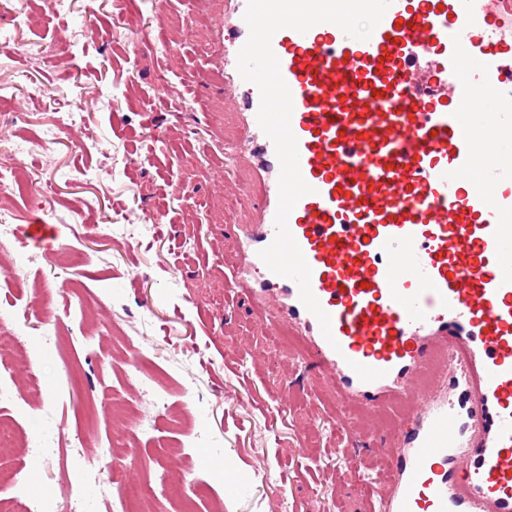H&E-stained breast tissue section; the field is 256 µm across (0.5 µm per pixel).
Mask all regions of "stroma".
<instances>
[{"label":"stroma","instance_id":"stroma-1","mask_svg":"<svg viewBox=\"0 0 512 512\" xmlns=\"http://www.w3.org/2000/svg\"><path fill=\"white\" fill-rule=\"evenodd\" d=\"M130 1L88 13L84 0H73L61 20L0 0V26L17 28L20 38L0 62V158L50 199L45 206L18 192L0 208V240L13 241L0 251V266L15 283L13 298L0 300V318L29 351L14 385L34 374L43 394L21 412L0 394V418L48 451L1 456L0 496L10 497L24 476L34 496L68 490L84 500V512H122L104 474L114 466L136 483L166 474L168 489L154 501L159 512H181L184 478L206 479L196 510L211 512L212 498L227 496L214 468L227 464L248 476L230 498L234 512H366L370 486L350 461L380 446L389 428L369 436L338 422L336 395L309 357L287 337L257 328L247 299L224 288L232 260L214 219L247 216L246 198L224 195L225 178L242 183L246 173L224 165L234 116L223 93L189 81L210 63L201 32L218 27L223 4L166 0L158 14L151 0H134L136 25L118 27ZM142 29L152 43H139ZM174 32L181 39L175 69L159 46ZM18 70L46 83L54 103L30 99L13 82ZM77 82L87 110L43 155L40 144ZM146 154L152 163L143 162ZM170 178L186 194L163 197ZM160 206L161 227L149 219ZM38 218L57 234L52 248L23 236ZM47 288L60 292L51 326L40 320ZM77 297L90 302L102 346L68 314ZM132 348L148 371L142 386L128 381L123 354ZM156 394L192 411L190 431L158 417ZM128 405L141 420L136 461L108 451Z\"/></svg>","mask_w":512,"mask_h":512}]
</instances>
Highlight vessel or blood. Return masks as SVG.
I'll return each mask as SVG.
<instances>
[{
  "label": "vessel or blood",
  "instance_id": "1",
  "mask_svg": "<svg viewBox=\"0 0 512 512\" xmlns=\"http://www.w3.org/2000/svg\"><path fill=\"white\" fill-rule=\"evenodd\" d=\"M247 0H224L222 68L252 216L231 219L235 292L265 328L307 343L344 406L404 413L356 464L379 475L370 512H512V0H393L366 40L320 23L278 31L291 129L312 191L288 227L331 318L259 253L275 237L280 164L237 69ZM509 147L476 150L474 107Z\"/></svg>",
  "mask_w": 512,
  "mask_h": 512
}]
</instances>
